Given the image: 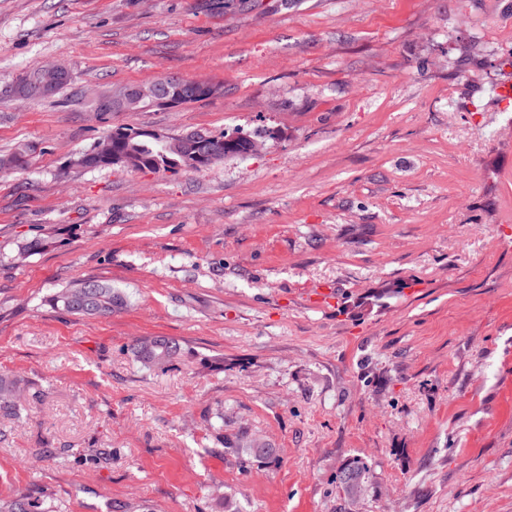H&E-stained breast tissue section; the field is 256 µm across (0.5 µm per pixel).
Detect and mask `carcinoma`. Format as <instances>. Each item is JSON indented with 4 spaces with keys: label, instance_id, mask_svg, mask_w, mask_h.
<instances>
[{
    "label": "carcinoma",
    "instance_id": "1",
    "mask_svg": "<svg viewBox=\"0 0 512 512\" xmlns=\"http://www.w3.org/2000/svg\"><path fill=\"white\" fill-rule=\"evenodd\" d=\"M40 76L39 70L21 74L10 87V93L23 100L44 97L38 89ZM198 86L201 94L189 98L182 96L171 86L169 98L175 100V106L179 107L199 102L223 91L221 85L200 82ZM199 132L208 136V139L200 142L197 148L203 169L221 163L230 156L237 157L253 147V144L242 135L226 144L224 133L216 136L205 129L193 130L195 134ZM183 146L181 134L158 140L139 132L137 127L118 126L101 136L90 148L73 155L68 161V168L93 170L119 165L132 171L177 173L180 171V165L184 164ZM33 151V146L20 144L10 153L18 170L23 171L28 167ZM50 302L74 315L107 317L125 305L126 297L110 285L95 280H82L54 293L50 297ZM131 351L143 366L161 371L183 354L180 342L168 336H152L140 340L133 345ZM24 390L26 383L22 380L0 374V418L14 421L24 418L27 408L20 402V394ZM224 448L239 456L254 458L270 457L276 453L275 449L253 439L233 441L226 438ZM368 482L369 470L360 460L348 463L338 477L339 488L351 501L365 494ZM0 512H64V508L63 504L48 495H19L8 499L0 498Z\"/></svg>",
    "mask_w": 512,
    "mask_h": 512
}]
</instances>
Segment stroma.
I'll list each match as a JSON object with an SVG mask.
<instances>
[{
    "mask_svg": "<svg viewBox=\"0 0 512 512\" xmlns=\"http://www.w3.org/2000/svg\"><path fill=\"white\" fill-rule=\"evenodd\" d=\"M71 84L24 103V71ZM161 74L221 85L94 112ZM266 136L66 171L117 126ZM0 498L65 512H512V0H0ZM45 240L23 253L33 238ZM118 288L106 318L49 303ZM184 348L165 370L136 339ZM257 439L268 459L224 441ZM359 458L362 499L336 483ZM125 86H120L103 91V93H121ZM148 93L142 85H135L123 91L120 96L112 98L101 93L95 94L94 98L97 100V107L101 112H131L135 111L134 107L147 95ZM131 351L143 366L161 371L183 354L180 342L168 336H152L137 341ZM23 380L0 374V418L19 421L27 416V408L20 402V394L26 390ZM25 413V414H24ZM0 512H64L63 504L48 495L0 498Z\"/></svg>",
    "mask_w": 512,
    "mask_h": 512,
    "instance_id": "35a3bbf8",
    "label": "stroma"
}]
</instances>
